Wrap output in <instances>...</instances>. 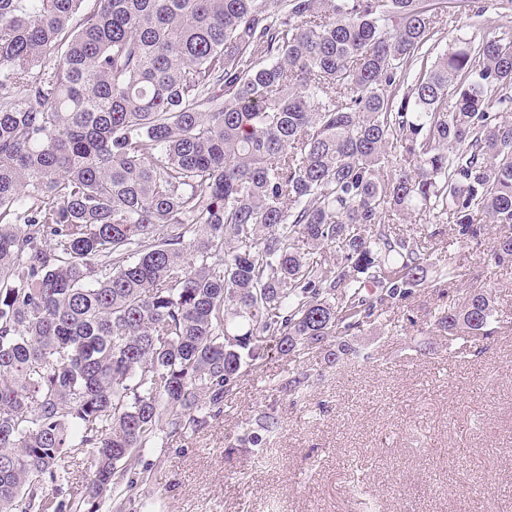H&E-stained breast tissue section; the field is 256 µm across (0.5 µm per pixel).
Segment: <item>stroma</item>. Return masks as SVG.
<instances>
[{
	"label": "stroma",
	"mask_w": 512,
	"mask_h": 512,
	"mask_svg": "<svg viewBox=\"0 0 512 512\" xmlns=\"http://www.w3.org/2000/svg\"><path fill=\"white\" fill-rule=\"evenodd\" d=\"M481 14L454 8L439 50L461 39L512 30L501 0H479ZM436 255L461 265L457 288L438 294L429 270L405 307L366 327L356 341L367 362L306 361L316 382L309 400L290 406L271 389L294 362L267 358L240 377L224 412L186 437L146 449V481L122 512H362L354 486L374 494L377 512H512V332L485 352L431 335L436 307L458 289L492 291L498 317L512 323V268L488 264L493 235L464 249L452 225H441ZM278 431L263 450L237 436L258 410Z\"/></svg>",
	"instance_id": "stroma-1"
}]
</instances>
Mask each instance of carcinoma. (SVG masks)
<instances>
[{"instance_id":"cac0c4a2","label":"carcinoma","mask_w":512,"mask_h":512,"mask_svg":"<svg viewBox=\"0 0 512 512\" xmlns=\"http://www.w3.org/2000/svg\"><path fill=\"white\" fill-rule=\"evenodd\" d=\"M84 2L0 0V512H100L271 354L371 360L351 337L433 265L397 216L512 265L511 34L437 53L448 0ZM433 329L507 327L474 288Z\"/></svg>"}]
</instances>
